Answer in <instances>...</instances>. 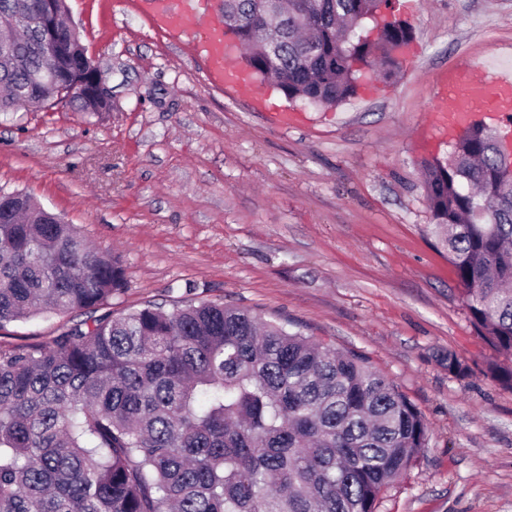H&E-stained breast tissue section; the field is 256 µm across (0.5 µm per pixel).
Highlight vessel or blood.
<instances>
[{"label": "vessel or blood", "mask_w": 512, "mask_h": 512, "mask_svg": "<svg viewBox=\"0 0 512 512\" xmlns=\"http://www.w3.org/2000/svg\"><path fill=\"white\" fill-rule=\"evenodd\" d=\"M206 0H145L157 29L194 38L205 62V79L217 88L237 91L248 82L240 75L233 58L224 54L222 26L202 25ZM435 110L438 127L446 132L485 115L501 123L512 122V72L474 75L462 68L443 76L439 83Z\"/></svg>", "instance_id": "obj_1"}]
</instances>
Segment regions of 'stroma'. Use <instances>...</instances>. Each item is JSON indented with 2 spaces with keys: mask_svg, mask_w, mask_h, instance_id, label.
I'll return each mask as SVG.
<instances>
[{
  "mask_svg": "<svg viewBox=\"0 0 512 512\" xmlns=\"http://www.w3.org/2000/svg\"><path fill=\"white\" fill-rule=\"evenodd\" d=\"M112 91L91 115L55 106L0 118V188L29 194L102 250L128 283L113 313L221 301L362 353L424 415L428 449L379 512H512V390L484 373L448 255L430 232L420 140L437 85L461 62L512 70V0H419L392 77L333 109L210 86L192 39L155 29L141 0H67ZM303 113L282 127L273 111ZM78 314L9 326L49 342ZM456 353L470 376L449 374Z\"/></svg>",
  "mask_w": 512,
  "mask_h": 512,
  "instance_id": "1",
  "label": "stroma"
}]
</instances>
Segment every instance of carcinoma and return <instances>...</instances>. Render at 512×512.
Returning a JSON list of instances; mask_svg holds the SVG:
<instances>
[{
    "instance_id": "obj_1",
    "label": "carcinoma",
    "mask_w": 512,
    "mask_h": 512,
    "mask_svg": "<svg viewBox=\"0 0 512 512\" xmlns=\"http://www.w3.org/2000/svg\"><path fill=\"white\" fill-rule=\"evenodd\" d=\"M388 0H224V22L256 80L290 101L335 108L366 78L390 77L412 26L357 28ZM0 58V115L59 103L85 111L89 67L68 32L53 56L21 29ZM491 131L467 126L425 165L431 231L448 252L486 374L512 389V182ZM0 331L88 311L49 343L0 346V512H378L428 448L422 412L352 351L247 309L146 304L99 309L127 288L122 257L99 252L27 193L0 192ZM484 211L481 220L476 210ZM448 373L469 365L454 353Z\"/></svg>"
}]
</instances>
